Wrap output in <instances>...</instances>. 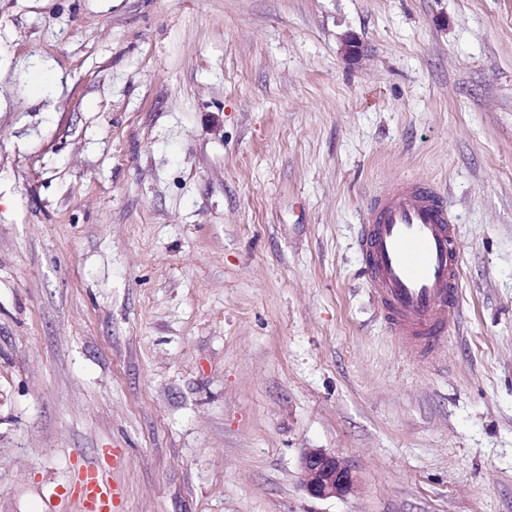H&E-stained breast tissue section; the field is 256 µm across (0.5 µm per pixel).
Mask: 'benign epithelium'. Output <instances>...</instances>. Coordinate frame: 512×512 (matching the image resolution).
I'll return each mask as SVG.
<instances>
[{
    "label": "benign epithelium",
    "mask_w": 512,
    "mask_h": 512,
    "mask_svg": "<svg viewBox=\"0 0 512 512\" xmlns=\"http://www.w3.org/2000/svg\"><path fill=\"white\" fill-rule=\"evenodd\" d=\"M300 480L306 494L318 500L351 492L355 476L346 460L333 450L310 448L301 459Z\"/></svg>",
    "instance_id": "1"
}]
</instances>
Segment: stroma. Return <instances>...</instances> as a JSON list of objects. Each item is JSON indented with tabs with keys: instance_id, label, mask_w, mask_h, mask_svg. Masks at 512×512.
<instances>
[{
	"instance_id": "35a3bbf8",
	"label": "stroma",
	"mask_w": 512,
	"mask_h": 512,
	"mask_svg": "<svg viewBox=\"0 0 512 512\" xmlns=\"http://www.w3.org/2000/svg\"><path fill=\"white\" fill-rule=\"evenodd\" d=\"M404 177L456 217L437 366L357 247ZM94 458L113 512H512V0H0V512ZM300 480L313 499L343 497L351 492L355 476L346 460L333 450L310 448L301 459Z\"/></svg>"
}]
</instances>
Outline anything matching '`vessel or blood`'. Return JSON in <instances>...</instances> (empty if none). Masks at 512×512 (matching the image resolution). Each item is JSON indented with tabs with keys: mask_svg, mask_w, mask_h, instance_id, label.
I'll return each instance as SVG.
<instances>
[{
	"mask_svg": "<svg viewBox=\"0 0 512 512\" xmlns=\"http://www.w3.org/2000/svg\"><path fill=\"white\" fill-rule=\"evenodd\" d=\"M359 251L371 294L394 339L427 362L439 355L460 309L456 223L431 182L401 179L374 194ZM117 494L97 461L73 474L60 497L82 512H112Z\"/></svg>",
	"mask_w": 512,
	"mask_h": 512,
	"instance_id": "obj_1",
	"label": "vessel or blood"
}]
</instances>
